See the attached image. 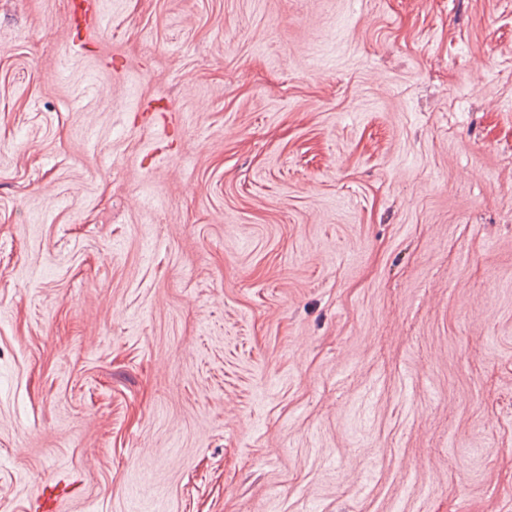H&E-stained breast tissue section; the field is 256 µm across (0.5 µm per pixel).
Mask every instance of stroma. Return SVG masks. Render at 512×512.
Segmentation results:
<instances>
[{
	"label": "stroma",
	"mask_w": 512,
	"mask_h": 512,
	"mask_svg": "<svg viewBox=\"0 0 512 512\" xmlns=\"http://www.w3.org/2000/svg\"><path fill=\"white\" fill-rule=\"evenodd\" d=\"M0 0V512H512V0ZM79 1L74 2L72 5L73 8V21L76 27V34H73L70 38L72 44L81 49L85 47V41L83 40V36L81 35L87 28H89L92 24L95 25V16L92 13L91 2L89 0H72ZM61 493L62 487L56 478L40 481L37 484L31 510L34 512H56Z\"/></svg>",
	"instance_id": "obj_1"
}]
</instances>
